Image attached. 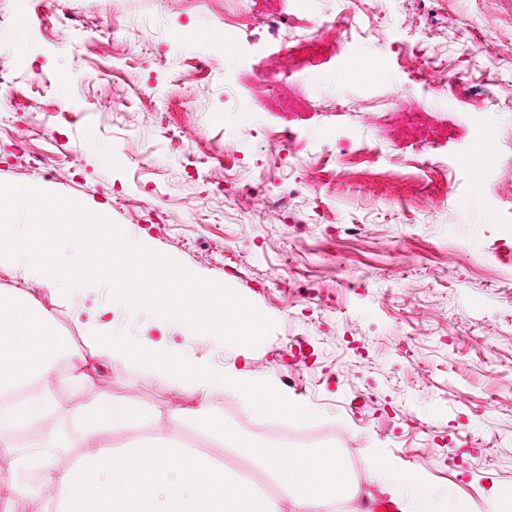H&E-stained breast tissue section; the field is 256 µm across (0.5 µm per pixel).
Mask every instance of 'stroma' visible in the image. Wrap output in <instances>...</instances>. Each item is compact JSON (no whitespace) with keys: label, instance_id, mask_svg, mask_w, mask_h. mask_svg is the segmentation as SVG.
Wrapping results in <instances>:
<instances>
[{"label":"stroma","instance_id":"35a3bbf8","mask_svg":"<svg viewBox=\"0 0 512 512\" xmlns=\"http://www.w3.org/2000/svg\"><path fill=\"white\" fill-rule=\"evenodd\" d=\"M315 7L291 29L292 0H0V184L103 211L140 248L223 284L261 336L238 353L175 328L173 349L273 375L311 414L296 449L336 448L365 506L396 502L369 479L382 457L423 476L435 512L448 494L487 512L491 488L512 487V0ZM343 9L347 38L319 30ZM65 15L70 46L53 39ZM228 20L236 33L216 45L207 33ZM354 57L364 71L345 77ZM288 130L283 161L273 144ZM489 130L488 168L471 148ZM10 288L77 348L89 309L129 340L156 320L100 279L50 288L0 263ZM71 363L114 399L188 405L124 357ZM79 397L55 388L49 425L75 453Z\"/></svg>","mask_w":512,"mask_h":512}]
</instances>
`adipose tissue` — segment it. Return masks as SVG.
Returning <instances> with one entry per match:
<instances>
[{
  "label": "adipose tissue",
  "mask_w": 512,
  "mask_h": 512,
  "mask_svg": "<svg viewBox=\"0 0 512 512\" xmlns=\"http://www.w3.org/2000/svg\"><path fill=\"white\" fill-rule=\"evenodd\" d=\"M20 209L27 223L20 232L0 237V260H12L25 276L51 287L92 271L110 281L120 297L157 310L164 319L158 337L129 343L100 322L84 344L93 358L122 354L149 375L183 385L195 400L194 406L173 410L114 400L87 373L63 367L71 345L46 308L14 290L1 291L0 464L13 476L14 495L28 502L31 512H280L278 502L261 493L251 475L175 443L162 425L176 418L196 421L213 439L248 457L285 490L294 512H321L336 498L353 494L351 475L336 449L290 452L263 445L215 415V398L237 388L251 396L260 418L307 420L308 411L274 392L272 377L244 370L227 376L171 349L170 319L184 331L206 326L225 332L229 343L244 346L259 335L261 324L242 302L220 285L198 286L154 255L119 242L108 224L84 231V248L56 264L57 239L62 225L76 218L74 207L48 204L35 186L23 191L1 187L0 222L12 223ZM54 383L82 392L73 414L83 430V451L66 467L59 463L69 446L64 437L40 436L22 446L11 439L13 432L40 424ZM141 428L150 429V437H139ZM117 431L137 438L127 445L104 444V437ZM375 478L403 497L402 512H429L433 492L417 473L382 463Z\"/></svg>",
  "instance_id": "adipose-tissue-1"
}]
</instances>
